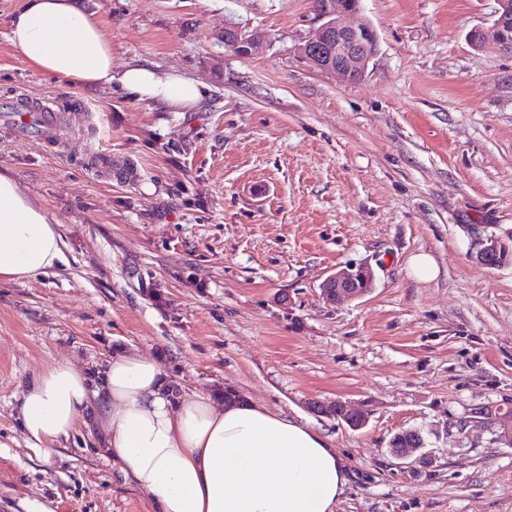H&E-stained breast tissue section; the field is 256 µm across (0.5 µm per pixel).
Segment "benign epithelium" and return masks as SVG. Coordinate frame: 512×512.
<instances>
[{
  "mask_svg": "<svg viewBox=\"0 0 512 512\" xmlns=\"http://www.w3.org/2000/svg\"><path fill=\"white\" fill-rule=\"evenodd\" d=\"M498 8L489 31L476 30L471 34L473 41L478 42L491 33L497 50L512 55V0H496ZM316 8L322 20L314 37L304 46V55L318 64L323 71L335 72L344 78L355 81L361 79L353 68L366 66L377 49L376 31L368 22L347 24L343 18L360 12V0H315ZM224 46L234 55L248 58L260 48L259 41L250 33L237 28H227L224 34ZM503 243L490 237L480 243L478 256L486 266L500 253ZM373 286L372 274L359 266H348L330 275L323 284V297L333 303L344 300L358 299L366 295ZM313 408L328 414L335 410L336 417L343 419L351 426H361L365 419L358 412H350L340 402L315 403ZM415 441L405 447L396 448L393 453L402 458L417 455V460L426 461L427 454L420 452L425 441L420 432H413Z\"/></svg>",
  "mask_w": 512,
  "mask_h": 512,
  "instance_id": "1",
  "label": "benign epithelium"
}]
</instances>
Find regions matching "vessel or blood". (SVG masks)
<instances>
[{
	"label": "vessel or blood",
	"instance_id": "vessel-or-blood-1",
	"mask_svg": "<svg viewBox=\"0 0 512 512\" xmlns=\"http://www.w3.org/2000/svg\"><path fill=\"white\" fill-rule=\"evenodd\" d=\"M0 111L5 114V122L1 125L11 137L43 145L57 140L70 121L69 115L59 112L52 103L24 94L0 101ZM88 163L91 168L117 178L125 179L131 175L129 168L113 162L111 155L104 152L89 157Z\"/></svg>",
	"mask_w": 512,
	"mask_h": 512
}]
</instances>
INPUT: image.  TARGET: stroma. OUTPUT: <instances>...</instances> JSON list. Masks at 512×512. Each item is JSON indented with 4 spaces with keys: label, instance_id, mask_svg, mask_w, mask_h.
Listing matches in <instances>:
<instances>
[{
    "label": "stroma",
    "instance_id": "obj_1",
    "mask_svg": "<svg viewBox=\"0 0 512 512\" xmlns=\"http://www.w3.org/2000/svg\"><path fill=\"white\" fill-rule=\"evenodd\" d=\"M0 100H54L75 123L51 147L0 130V169L63 239L47 272L0 282V512H152L79 428L51 455L17 417L24 381L58 360L92 374L124 349L158 357L172 388L229 387L329 435L349 482L336 512H512V446L485 407L512 406V55L475 47L496 0H361L378 48L361 80L302 47L314 0H81L112 37V69L207 84L174 111L32 69L7 40ZM256 36L248 58L224 46ZM136 167L97 175L87 155ZM430 254L439 274L413 277ZM362 264L374 287L321 295ZM342 401L363 428L310 410ZM420 430L431 463L392 455ZM224 46L234 55L248 58L254 55L260 48L259 41L250 33L237 28H225ZM502 243L500 240L494 237L487 238L480 243V248L478 250V256L481 259L482 263L486 266H491L493 261L499 254L498 264L502 263L505 260L509 253L511 255V251L509 247L505 246L502 250ZM501 250V251H500ZM373 286L372 274L359 266H348L330 275L323 284V297L333 303L358 299L366 295Z\"/></svg>",
    "mask_w": 512,
    "mask_h": 512
}]
</instances>
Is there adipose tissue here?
Returning a JSON list of instances; mask_svg holds the SVG:
<instances>
[{
	"mask_svg": "<svg viewBox=\"0 0 512 512\" xmlns=\"http://www.w3.org/2000/svg\"><path fill=\"white\" fill-rule=\"evenodd\" d=\"M8 41L33 69L83 89L115 85L187 109L209 95L147 66L113 72L112 40L78 0H20ZM61 245L43 208L0 172V281L46 272ZM18 412L28 446L47 455L93 425L102 456L156 512H335L348 484L328 436L250 400L173 398L161 363L136 353H115L92 379L55 362L25 385Z\"/></svg>",
	"mask_w": 512,
	"mask_h": 512,
	"instance_id": "adipose-tissue-1",
	"label": "adipose tissue"
}]
</instances>
